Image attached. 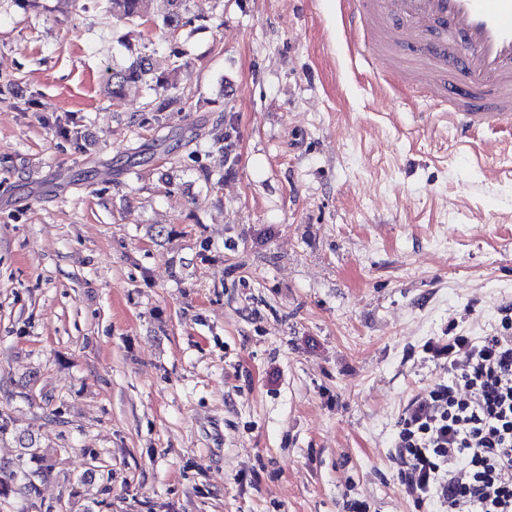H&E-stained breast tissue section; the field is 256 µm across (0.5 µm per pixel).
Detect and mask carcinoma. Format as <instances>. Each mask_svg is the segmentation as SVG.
<instances>
[{"instance_id":"carcinoma-1","label":"carcinoma","mask_w":512,"mask_h":512,"mask_svg":"<svg viewBox=\"0 0 512 512\" xmlns=\"http://www.w3.org/2000/svg\"><path fill=\"white\" fill-rule=\"evenodd\" d=\"M105 12L112 16L118 24L139 27L151 22L154 33L148 35L139 31V41L135 44H123L126 51L124 63L112 68L110 79L112 81V99L122 101L126 90L131 86L142 87L151 91L157 87H164L170 92L169 101L181 99L180 85L176 76L185 65L184 52L172 51L173 61L165 70H159L153 65V54L156 53L159 43L165 41L167 36L173 35L182 28L196 22L208 21L212 16L206 13L203 2L197 3V12L189 14L187 0H162L164 10L156 16H149L145 11L147 0H103ZM213 144L219 146L224 153V168L230 172L234 169L237 156L235 154L237 142V128L230 117H224V123L215 127L212 133ZM27 478L22 467L10 468L0 465V498L11 491V485Z\"/></svg>"}]
</instances>
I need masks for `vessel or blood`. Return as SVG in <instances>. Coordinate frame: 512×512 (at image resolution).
Returning a JSON list of instances; mask_svg holds the SVG:
<instances>
[{"label": "vessel or blood", "instance_id": "obj_1", "mask_svg": "<svg viewBox=\"0 0 512 512\" xmlns=\"http://www.w3.org/2000/svg\"><path fill=\"white\" fill-rule=\"evenodd\" d=\"M375 74L422 84L461 128L512 121V0H344Z\"/></svg>", "mask_w": 512, "mask_h": 512}]
</instances>
